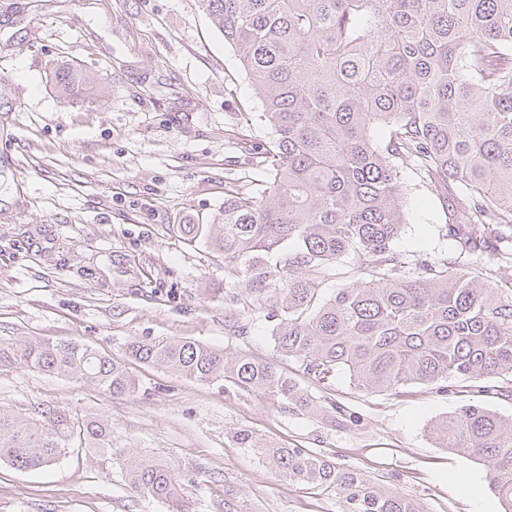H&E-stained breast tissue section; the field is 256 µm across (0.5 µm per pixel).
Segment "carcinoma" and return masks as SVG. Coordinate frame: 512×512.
I'll use <instances>...</instances> for the list:
<instances>
[{
    "label": "carcinoma",
    "instance_id": "carcinoma-1",
    "mask_svg": "<svg viewBox=\"0 0 512 512\" xmlns=\"http://www.w3.org/2000/svg\"><path fill=\"white\" fill-rule=\"evenodd\" d=\"M231 44L262 103L244 123H268L266 180L224 195L210 224H175L224 261L231 302L273 325L276 350L318 381L336 373L359 391L409 383L479 392L512 375V284L445 260L406 270L392 243L405 224L399 169L445 190L458 258H477L512 229V0H198ZM70 94L90 82L55 71ZM344 257L357 279L322 301ZM126 352L200 381L317 408L271 362L184 337L142 336ZM78 375L112 395L139 390L126 365L80 341L0 343V366ZM436 443L473 456L512 512V419L477 405L442 418ZM69 448L109 456L112 422L57 407L0 408V461L20 471L57 463ZM290 481L336 494L341 512H421L418 503L307 448L263 444ZM128 486L183 512L180 475L152 458L123 460Z\"/></svg>",
    "mask_w": 512,
    "mask_h": 512
}]
</instances>
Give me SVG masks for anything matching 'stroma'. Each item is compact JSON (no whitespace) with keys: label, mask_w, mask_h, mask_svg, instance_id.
<instances>
[{"label":"stroma","mask_w":512,"mask_h":512,"mask_svg":"<svg viewBox=\"0 0 512 512\" xmlns=\"http://www.w3.org/2000/svg\"><path fill=\"white\" fill-rule=\"evenodd\" d=\"M94 82L65 97L66 63ZM262 105L234 48L197 0H0V341H83L125 363L140 389L111 395L74 375L0 367V408L59 406L112 421V445L181 477L188 512H340L335 496L283 479L234 431L309 448L416 499L424 512H502L481 461L438 447L431 426L460 407L512 418V399L411 383L396 394L326 383L279 360L272 325L236 318L224 265L170 232L208 224L224 194L262 179L235 145L264 146ZM406 222L392 248L409 263L453 257L444 190L399 170ZM180 336L278 360L319 408L189 379L130 359L129 341ZM355 413L338 426L329 402ZM0 512H168L141 497L109 456L82 449L21 472L0 462Z\"/></svg>","instance_id":"1"}]
</instances>
